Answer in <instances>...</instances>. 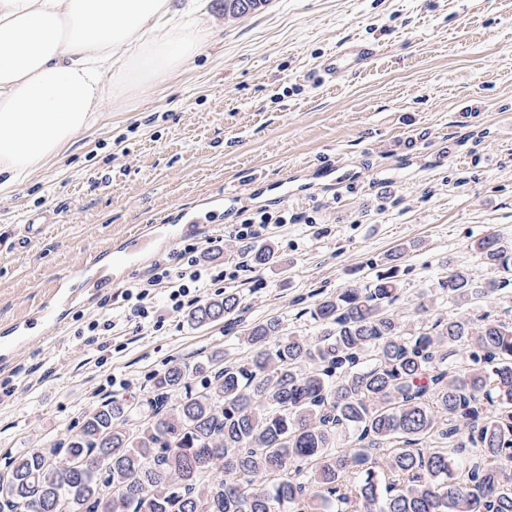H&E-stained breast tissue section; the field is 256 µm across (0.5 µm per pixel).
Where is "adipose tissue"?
I'll list each match as a JSON object with an SVG mask.
<instances>
[{"mask_svg":"<svg viewBox=\"0 0 512 512\" xmlns=\"http://www.w3.org/2000/svg\"><path fill=\"white\" fill-rule=\"evenodd\" d=\"M207 0H0V194L206 42Z\"/></svg>","mask_w":512,"mask_h":512,"instance_id":"ef3b65f1","label":"adipose tissue"}]
</instances>
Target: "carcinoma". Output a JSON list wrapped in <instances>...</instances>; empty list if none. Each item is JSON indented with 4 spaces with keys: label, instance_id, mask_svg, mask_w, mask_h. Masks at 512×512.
I'll return each mask as SVG.
<instances>
[{
    "label": "carcinoma",
    "instance_id": "1",
    "mask_svg": "<svg viewBox=\"0 0 512 512\" xmlns=\"http://www.w3.org/2000/svg\"><path fill=\"white\" fill-rule=\"evenodd\" d=\"M265 2L224 0V14ZM474 247L512 272V245ZM507 289L512 277L478 287L450 268L410 322L391 267L320 297L313 341L249 325L247 359L172 366L148 409L112 397L8 458L0 512H512V318L470 312ZM239 311L228 292L191 318ZM198 373L209 383L193 389Z\"/></svg>",
    "mask_w": 512,
    "mask_h": 512
}]
</instances>
